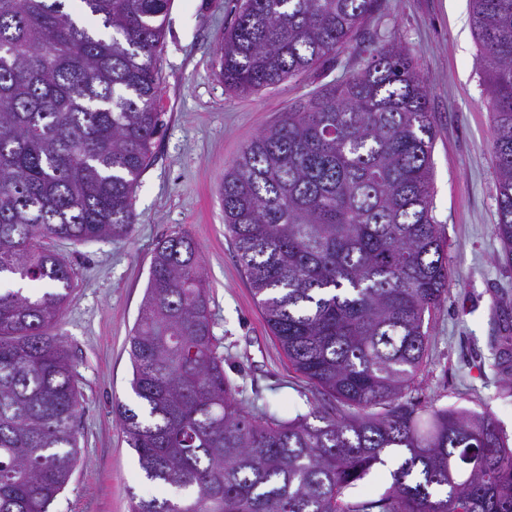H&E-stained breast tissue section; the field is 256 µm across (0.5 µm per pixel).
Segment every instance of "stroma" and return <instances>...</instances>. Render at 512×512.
Masks as SVG:
<instances>
[{
    "label": "stroma",
    "mask_w": 512,
    "mask_h": 512,
    "mask_svg": "<svg viewBox=\"0 0 512 512\" xmlns=\"http://www.w3.org/2000/svg\"><path fill=\"white\" fill-rule=\"evenodd\" d=\"M237 0H171L157 56L162 127L133 193L136 222L124 239L54 242L69 263L71 297L55 331L78 374L83 413L80 457L52 512H129L131 496L158 488L139 469L114 411L131 405L128 336L162 238L195 241L211 298L224 372L244 409L288 419L335 400L295 372L256 306L224 227V171L241 149L291 104L363 68L391 44L412 57L429 86L437 136L431 153L433 215L452 271L448 294L427 322L425 362L405 399L420 409L491 413L512 439V365L499 363L491 338L512 314V264L501 262L496 172L488 145L492 116L476 65L479 47L469 0H377L336 56L271 89L239 95L219 75L220 47Z\"/></svg>",
    "instance_id": "obj_1"
}]
</instances>
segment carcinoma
I'll list each match as a JSON object with an SVG mask.
<instances>
[{
    "label": "carcinoma",
    "mask_w": 512,
    "mask_h": 512,
    "mask_svg": "<svg viewBox=\"0 0 512 512\" xmlns=\"http://www.w3.org/2000/svg\"><path fill=\"white\" fill-rule=\"evenodd\" d=\"M0 0V512H50L79 455L76 370L53 326L71 271L50 240L125 238L160 126L156 57L170 0ZM376 0H241L219 74L239 94L301 76ZM493 115L494 232L512 263V0H471ZM429 93L395 45L288 107L224 172V224L291 366L336 400L291 420L241 405L217 351L191 236L152 250L129 336L138 406H116L146 480L130 512H512V444L495 418L402 402L425 315L451 271L433 216ZM512 360V325L494 338ZM380 406L382 413L371 409ZM396 462L373 497L353 495Z\"/></svg>",
    "instance_id": "obj_1"
}]
</instances>
